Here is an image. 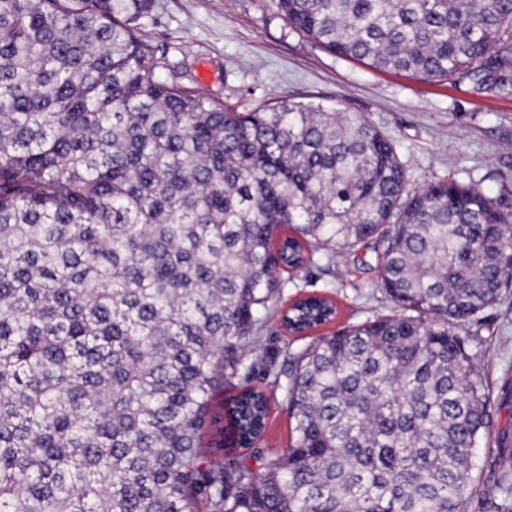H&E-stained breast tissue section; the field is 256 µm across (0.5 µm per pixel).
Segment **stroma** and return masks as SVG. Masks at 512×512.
Returning <instances> with one entry per match:
<instances>
[{
    "label": "stroma",
    "mask_w": 512,
    "mask_h": 512,
    "mask_svg": "<svg viewBox=\"0 0 512 512\" xmlns=\"http://www.w3.org/2000/svg\"><path fill=\"white\" fill-rule=\"evenodd\" d=\"M143 36L163 49L167 68L156 77L249 111L287 97L364 115L401 145L409 184L455 177L490 194L512 183V98L477 94L469 83L429 82L341 59L293 33L274 0H155ZM370 246L287 278L278 301L320 293L335 303V322L302 336L271 317L258 344L282 362L287 350L343 326L389 311ZM481 373L494 396L512 380V301L480 315Z\"/></svg>",
    "instance_id": "obj_1"
}]
</instances>
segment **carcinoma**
<instances>
[{"label": "carcinoma", "instance_id": "1", "mask_svg": "<svg viewBox=\"0 0 512 512\" xmlns=\"http://www.w3.org/2000/svg\"><path fill=\"white\" fill-rule=\"evenodd\" d=\"M275 2L337 57L512 97V0ZM153 7L0 0V512H463L481 443L512 512V444L456 333L508 298L512 193L408 189L358 113L156 79ZM364 242L392 312L258 356L281 274ZM335 312L307 295L279 318ZM292 427L293 423L290 424L286 409L272 403L267 427L269 442L278 448H285L289 442Z\"/></svg>", "mask_w": 512, "mask_h": 512}]
</instances>
